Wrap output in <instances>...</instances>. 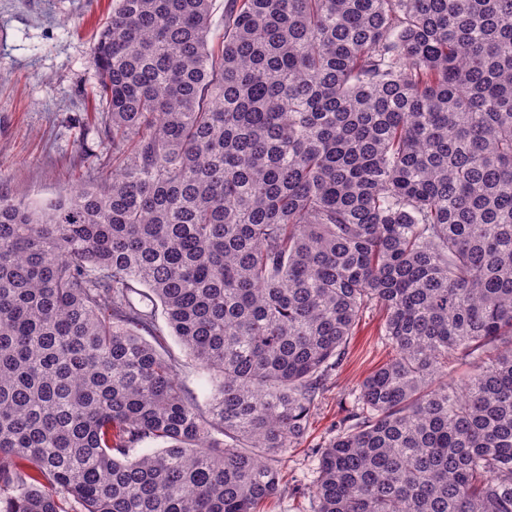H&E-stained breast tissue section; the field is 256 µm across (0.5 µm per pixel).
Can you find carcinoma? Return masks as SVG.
<instances>
[{
    "instance_id": "1",
    "label": "carcinoma",
    "mask_w": 512,
    "mask_h": 512,
    "mask_svg": "<svg viewBox=\"0 0 512 512\" xmlns=\"http://www.w3.org/2000/svg\"><path fill=\"white\" fill-rule=\"evenodd\" d=\"M214 6L115 0L112 177L0 191V512H260L373 306L313 512H512V0ZM167 346L178 361L176 368L177 375L185 391L195 398L202 410H207L210 401V388L201 377L196 362L183 349L174 336L167 338Z\"/></svg>"
}]
</instances>
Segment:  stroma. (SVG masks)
I'll list each match as a JSON object with an SVG mask.
<instances>
[{
	"label": "stroma",
	"mask_w": 512,
	"mask_h": 512,
	"mask_svg": "<svg viewBox=\"0 0 512 512\" xmlns=\"http://www.w3.org/2000/svg\"><path fill=\"white\" fill-rule=\"evenodd\" d=\"M112 0H0V191L39 208L92 178L112 173V144L103 131L109 116L93 96L92 63ZM382 312L363 313L346 358L320 398L298 447L280 457L289 486L312 479L313 453L335 434L345 399L394 355L381 331ZM167 346L177 375L200 408L210 388L175 337Z\"/></svg>",
	"instance_id": "1"
}]
</instances>
